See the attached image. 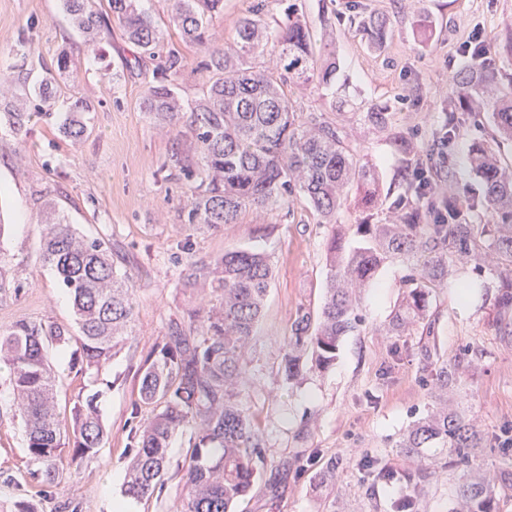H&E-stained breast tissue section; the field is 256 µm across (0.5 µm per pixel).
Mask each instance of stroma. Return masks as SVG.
Returning a JSON list of instances; mask_svg holds the SVG:
<instances>
[{
    "label": "stroma",
    "instance_id": "obj_1",
    "mask_svg": "<svg viewBox=\"0 0 512 512\" xmlns=\"http://www.w3.org/2000/svg\"><path fill=\"white\" fill-rule=\"evenodd\" d=\"M292 0H224L212 18L215 45L233 41L239 20L262 6L267 23L284 17ZM314 37L315 51L336 60L330 87L286 86L298 111L317 113L336 124L355 153L375 166L386 207L368 211L357 191H349L336 215L340 224H385L395 218L391 200L402 192L403 168L425 159L442 122V112L464 67L463 43L483 30L490 59L502 79L512 78V0H293ZM174 0H139L163 35V50H175L184 68L176 79L184 108L181 127H189L190 106L202 94L197 71L205 52L184 41L172 20ZM385 17L389 33L379 43L364 33L363 22ZM106 64L121 74L109 88L101 66L83 37L60 11L58 0H0V71L10 74L16 94L42 69H56L68 55L69 72L53 82L54 96L90 107L89 131L81 140L65 137L57 116H36L25 134L0 124V328L19 320H52L73 326L69 295L44 263L40 223L44 205L53 202L65 223L84 235L117 246L123 258L116 270L132 278L135 298L131 343L101 371H69L55 352L62 377L57 413L69 423L81 397L98 393V410L108 436L96 458L75 464L63 451L61 479L36 501L37 512H115L129 503L132 512H173L183 495L182 476L189 460L188 434L169 444L168 469L161 490L142 501H126L122 486L130 459L129 404L138 392L137 369L156 341L167 336L194 298L181 286L188 274L181 248L191 242L196 257L208 259L235 248L264 252L273 281L250 342L244 396L265 440L266 463L255 490L237 512H389L396 492L366 481L357 460L366 453L403 468L395 444L430 403L435 363L454 365L459 383L448 396L473 416L488 442L474 463L494 476L512 466V449L498 440L512 431V335L499 323L512 311L495 306L489 270L475 262L457 268L429 299L427 322L403 336L388 332L403 297L405 262L384 265L372 285L360 289L361 322L344 336L335 363L308 370L295 382L280 371L279 348L299 311L318 312L327 288L325 243L329 225L319 223L305 198L265 210H243L235 223L218 230L187 224L189 183L176 156L191 154L189 138L142 112L144 94L158 60L135 62L137 48L120 24L104 44ZM336 98L352 102L353 112L331 108ZM382 107L392 114L389 128L371 127L358 113ZM492 129L483 112H471L458 136L448 142V160L439 173L440 191L462 202L481 194L478 177L466 163L474 144L488 142ZM401 136L413 155L396 153L391 141ZM337 460L336 486L327 490L318 476ZM31 461L23 422L10 405L7 371H0V512H15L30 499Z\"/></svg>",
    "mask_w": 512,
    "mask_h": 512
}]
</instances>
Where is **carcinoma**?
I'll return each mask as SVG.
<instances>
[{
	"label": "carcinoma",
	"instance_id": "cac0c4a2",
	"mask_svg": "<svg viewBox=\"0 0 512 512\" xmlns=\"http://www.w3.org/2000/svg\"><path fill=\"white\" fill-rule=\"evenodd\" d=\"M72 27L82 34L100 63H105L101 34L107 16L122 23L139 58L157 54L161 36L138 0H108L107 12L93 0H60ZM263 5L243 17L233 44L212 48L201 62L207 73L205 90L193 107L188 135L195 165L181 170L191 181L187 223L217 229L236 221L247 208L264 209L299 194L307 200L320 223L331 225L326 241L327 296L317 317L301 312L280 347L282 372L297 379L306 362L325 369L336 360L343 336L359 321L356 291L385 263L402 258L409 264L405 295L394 312L389 332L402 336L427 317L430 292L446 285L452 267L479 260L495 279L496 301L512 309V174L499 165L498 139L512 140V80L505 83L494 64L470 67L457 75L455 95L448 100L442 130L452 138L461 128L459 115L479 102L486 108L496 137L471 149L469 163L479 177L480 203L463 204L450 195L440 199V210L428 211L429 202L418 188L414 169L404 172L401 206L391 224H358L359 242L346 244L336 213L350 186L361 190L369 211L381 205L376 172L356 158L336 125L321 116L302 117L286 97L283 86L326 87L336 62L316 55L312 34L295 5L285 8L286 20L274 27L261 17ZM224 11V0H181L173 18L182 38L199 45L209 40L208 21ZM272 47V66H256L251 59ZM180 56L171 53L157 69L143 99V111L174 127L182 109L176 77ZM51 77L32 85L39 103L35 112L7 109L3 120L16 134L33 114L55 106L48 95ZM86 112L73 103L62 113L60 127L79 140L88 132ZM362 118L385 129L390 113L375 108ZM482 208L490 218L474 221ZM43 260L68 292L79 335L50 320L19 321L0 328V366L10 372L11 402L24 428L28 454L37 469L31 472L41 496L59 479L56 461L62 448H71L79 465L97 456L105 442V428L97 409L99 393L73 407L69 426L57 416L60 375L49 349L70 350L69 370L99 369L112 353L128 343L134 298L131 279L116 274L112 244L90 239L56 216L47 204L40 225ZM192 270L185 288H207L211 297L188 309L168 336L155 342L139 369L138 396L131 403L136 419L144 406L152 414L130 430V463L124 496L142 500L162 485L167 470L170 439L190 431V462L185 471V494L175 512H235L251 495L264 442L255 430L243 400L246 356L260 320L273 269L266 254L227 250L209 260L188 257ZM455 371L443 364L434 373V402L397 445L398 454L411 461L409 468L380 465L364 455L357 465L402 486L395 512H416L417 493L438 468L467 466L450 501L452 512H497L499 486H512V470L494 478L470 466L475 452L486 447L477 421L448 402Z\"/></svg>",
	"mask_w": 512,
	"mask_h": 512
}]
</instances>
